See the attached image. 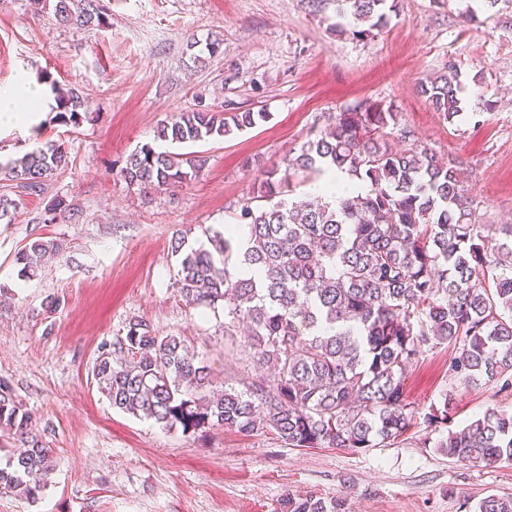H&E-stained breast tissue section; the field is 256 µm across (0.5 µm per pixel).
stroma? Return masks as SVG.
Segmentation results:
<instances>
[{"label":"stroma","mask_w":512,"mask_h":512,"mask_svg":"<svg viewBox=\"0 0 512 512\" xmlns=\"http://www.w3.org/2000/svg\"><path fill=\"white\" fill-rule=\"evenodd\" d=\"M100 3L101 26L80 33L31 0H0V92L47 77L90 102L76 127L51 109L32 127L0 129L2 164L46 144L66 155L40 194L0 179V194L16 202L0 218V380L57 460L37 502L3 495L0 512H277L289 492L343 498L351 512H473L487 495L512 497V464L449 459L421 444L417 426L361 451L291 448L270 432L217 426L185 434L112 408L92 374L101 346L139 318L194 347L213 390L254 379L241 327L225 328L223 311L186 307L173 288L170 241L179 229L201 240L237 223L265 171L340 108L393 105L390 140L458 158L483 223L512 224V6L469 20L463 0H397L386 27L356 40L333 32L332 11L308 0ZM216 38L220 51L198 62L195 45ZM451 62L467 83L466 114L453 125L416 90ZM201 105L271 117L222 139L169 145L205 158L195 180L149 194L129 186L120 176L127 157ZM37 239L62 249L28 279L16 257ZM454 354L444 344L409 369L405 398L417 415L446 392L453 428L492 407L512 411V395L495 387L454 384Z\"/></svg>","instance_id":"obj_1"}]
</instances>
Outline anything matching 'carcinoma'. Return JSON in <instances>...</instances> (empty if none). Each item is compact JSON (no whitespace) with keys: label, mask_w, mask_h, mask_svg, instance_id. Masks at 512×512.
Segmentation results:
<instances>
[{"label":"carcinoma","mask_w":512,"mask_h":512,"mask_svg":"<svg viewBox=\"0 0 512 512\" xmlns=\"http://www.w3.org/2000/svg\"><path fill=\"white\" fill-rule=\"evenodd\" d=\"M51 6L57 24L88 31L102 16L96 0H34ZM334 30L363 39L387 22L388 0H332ZM419 93L450 124L464 114L463 73L427 77ZM89 102L76 93L57 101L58 119L78 124ZM269 113L181 112L162 124L165 141L218 139L267 121ZM393 108L361 102L339 110L320 137L285 160L288 173L265 171L261 206L245 202L246 245L226 232L189 241L171 239L174 287L186 305L224 306L230 323H244L258 367L271 377L238 390L208 393L209 369L186 340L159 335L132 319L126 333L103 345L93 375L112 406L165 429L202 432L221 426L243 435L272 432L290 448L388 447L415 425L404 398L406 371L425 348L456 349L450 378L464 386L512 391V225L483 224L468 200L459 163L422 142L402 149L386 138ZM64 161L61 146L39 147L4 170L5 180L40 192ZM199 155L145 144L120 170L130 186L162 189L196 178ZM331 171L359 181L360 191L337 204L322 195L286 199L291 178ZM59 251L35 240L19 253L21 274L34 277ZM237 254L258 279L233 276L217 264ZM449 399L423 415V430L448 426ZM24 450L0 468V492L39 499L55 470L23 402L0 380V432ZM434 447L472 466L512 462V411L490 408L470 424L441 434ZM280 512H349L341 498L287 495ZM474 512H512V497L490 494Z\"/></svg>","instance_id":"carcinoma-1"}]
</instances>
